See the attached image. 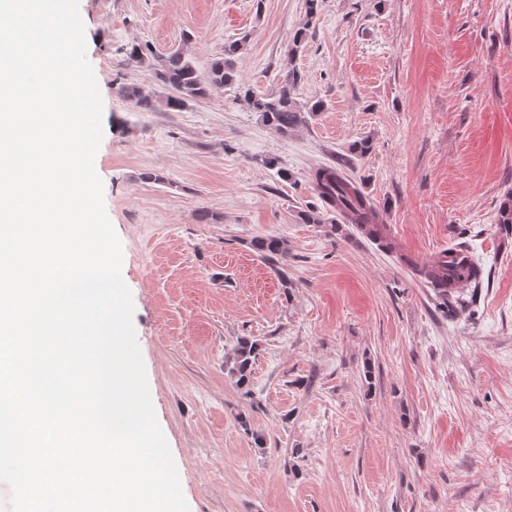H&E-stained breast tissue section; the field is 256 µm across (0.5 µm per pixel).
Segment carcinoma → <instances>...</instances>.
<instances>
[{"label": "carcinoma", "instance_id": "1", "mask_svg": "<svg viewBox=\"0 0 512 512\" xmlns=\"http://www.w3.org/2000/svg\"><path fill=\"white\" fill-rule=\"evenodd\" d=\"M247 37L224 44V54L214 59L206 76H201L193 62L182 52H172L166 56L154 54L146 45L134 44L127 52L128 63L134 66L146 65L154 70L158 81L170 94L161 98L145 90L138 84H123L118 93L141 112H154L161 107L178 109L189 98L202 97L209 88L236 87L235 99L246 103L249 109L260 114L262 120L282 134L294 130L307 122L308 117L321 111L322 103H301L295 100L291 91L297 85L300 74L291 69L278 91L257 93L250 88L236 85L235 59L243 53ZM314 184L323 203L336 209L350 223L360 224L376 239L386 240L381 228L374 224L373 207L361 189L352 181L341 176L332 168H321L314 174ZM252 246L261 256L277 265L286 262L287 250L278 238H258ZM421 274L433 288L438 308L448 313L455 306H463L466 300L455 294L451 283L462 278L477 284L481 280L482 269L474 265L465 272L448 267L443 255L434 258L431 264L421 270ZM260 344L258 341L241 336L226 354L224 369L236 380L243 395H251L250 374Z\"/></svg>", "mask_w": 512, "mask_h": 512}]
</instances>
